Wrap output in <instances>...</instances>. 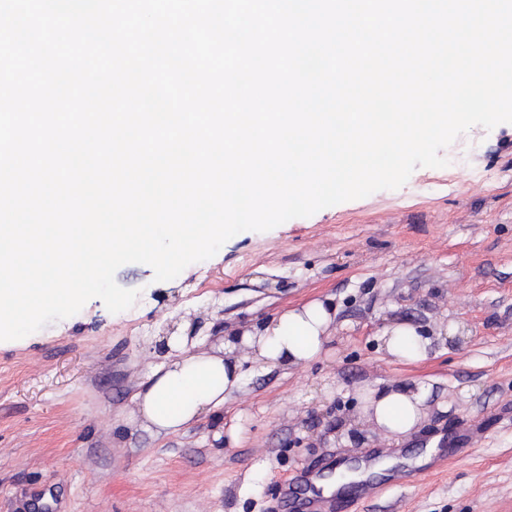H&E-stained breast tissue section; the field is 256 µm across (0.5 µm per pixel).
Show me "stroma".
<instances>
[{
	"label": "stroma",
	"mask_w": 512,
	"mask_h": 512,
	"mask_svg": "<svg viewBox=\"0 0 512 512\" xmlns=\"http://www.w3.org/2000/svg\"><path fill=\"white\" fill-rule=\"evenodd\" d=\"M442 154L448 166L417 168L399 189L239 233L173 280L123 265L117 284L140 292L132 308L95 298L0 341V512H284L276 490L290 478L394 446L353 425L355 389L392 382L427 392L428 418L394 465L421 477L357 512H512V124L472 127ZM325 296L328 356L247 368L222 410L179 432L130 427L163 333L187 321L213 345ZM392 318L467 333L434 338L424 361H391L379 332ZM433 439L449 459L424 472Z\"/></svg>",
	"instance_id": "35a3bbf8"
}]
</instances>
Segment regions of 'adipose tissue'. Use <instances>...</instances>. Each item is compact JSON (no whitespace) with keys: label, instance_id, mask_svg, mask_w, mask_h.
<instances>
[{"label":"adipose tissue","instance_id":"obj_1","mask_svg":"<svg viewBox=\"0 0 512 512\" xmlns=\"http://www.w3.org/2000/svg\"><path fill=\"white\" fill-rule=\"evenodd\" d=\"M335 315L332 298L313 299L195 351L186 326H178L167 338L165 361L151 369L132 397L131 426L168 434L222 408L243 384L239 349H250L253 363L263 367L288 368L321 359L328 352ZM380 338L385 352L400 362L425 360L432 344L422 326L405 320L389 321ZM356 399L360 422L395 439L411 435L426 415L427 396L419 385H367L358 389Z\"/></svg>","mask_w":512,"mask_h":512}]
</instances>
